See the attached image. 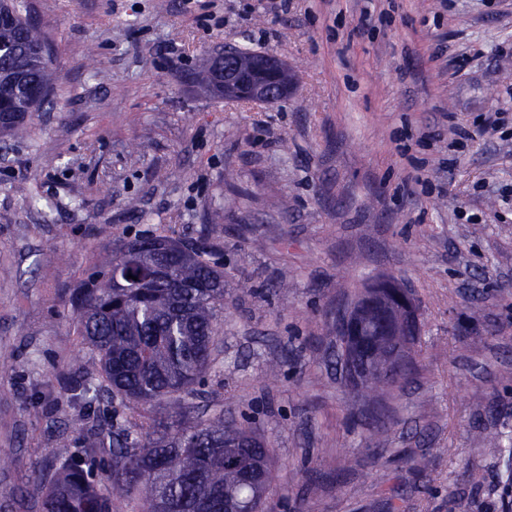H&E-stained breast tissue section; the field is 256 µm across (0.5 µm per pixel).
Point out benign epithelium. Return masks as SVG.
<instances>
[{
    "label": "benign epithelium",
    "instance_id": "obj_1",
    "mask_svg": "<svg viewBox=\"0 0 512 512\" xmlns=\"http://www.w3.org/2000/svg\"><path fill=\"white\" fill-rule=\"evenodd\" d=\"M210 70L212 88L226 99L274 103L294 91L288 64L264 54L244 60L226 50L211 59ZM335 330L345 380L358 391L407 366L420 333V314L408 289L389 276H379L336 312Z\"/></svg>",
    "mask_w": 512,
    "mask_h": 512
}]
</instances>
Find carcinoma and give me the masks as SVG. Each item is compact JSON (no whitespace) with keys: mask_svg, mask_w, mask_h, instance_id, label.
<instances>
[{"mask_svg":"<svg viewBox=\"0 0 512 512\" xmlns=\"http://www.w3.org/2000/svg\"><path fill=\"white\" fill-rule=\"evenodd\" d=\"M0 14V104L28 115L45 102L56 72L34 52L45 40L24 2L0 0ZM179 244L154 232L120 239L73 296L75 331L90 356L75 361L70 389H83L96 408L75 420L83 464L65 462L47 479L42 512H112L126 499L137 512L160 503L168 512H224L226 496L246 512H266L268 498L246 486L224 452L263 463L270 489L273 449L221 415L198 419L186 401L201 394L211 370L224 269L199 243L153 277L157 254ZM131 403L151 409L136 430L120 421Z\"/></svg>","mask_w":512,"mask_h":512,"instance_id":"1","label":"carcinoma"}]
</instances>
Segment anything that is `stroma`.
Masks as SVG:
<instances>
[{"mask_svg": "<svg viewBox=\"0 0 512 512\" xmlns=\"http://www.w3.org/2000/svg\"><path fill=\"white\" fill-rule=\"evenodd\" d=\"M27 3L59 79L0 137V512L75 455L71 296L147 230L223 256L206 403L273 448L272 512H512V0ZM227 47L295 93L192 82ZM380 275L422 329L378 440L333 314Z\"/></svg>", "mask_w": 512, "mask_h": 512, "instance_id": "1", "label": "stroma"}]
</instances>
